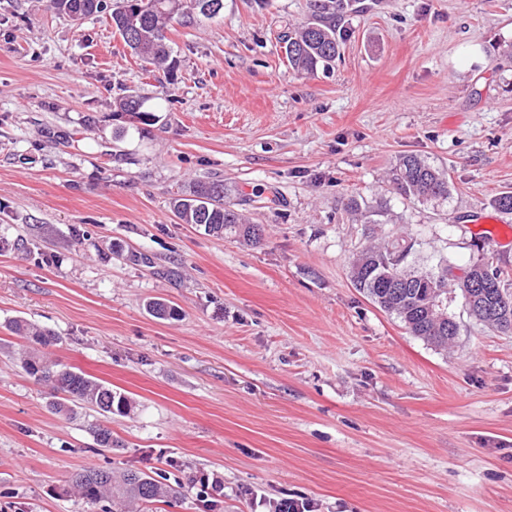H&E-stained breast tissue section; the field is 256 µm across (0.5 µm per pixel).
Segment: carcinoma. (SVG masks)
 <instances>
[{"label":"carcinoma","instance_id":"carcinoma-1","mask_svg":"<svg viewBox=\"0 0 512 512\" xmlns=\"http://www.w3.org/2000/svg\"><path fill=\"white\" fill-rule=\"evenodd\" d=\"M51 8L79 21L104 9L103 0H50ZM211 0H148L135 6L131 0H114L110 17L112 26L125 45L139 59L163 65L170 57L167 32L172 23L191 15L211 18L205 6ZM350 0H312L310 17L282 37L289 65L300 74H311L319 68L333 67L339 56L340 37L336 29V13L348 10ZM116 114L133 123L151 125L156 115L144 109L141 98L128 95L118 103ZM395 189L418 201L449 197L448 177L415 155L398 159L393 172ZM172 210L182 224H192L209 235L230 234L246 244L261 240V228L250 224L242 214L224 200L221 182L197 183L188 196L172 198ZM414 244L395 239L371 245L354 259L351 279L358 290L387 312L395 314L408 332L427 343L445 348L458 333V326L448 315V267L422 270L405 264ZM490 270L504 287L471 288L457 285L472 316L499 323L504 313L512 315V272L499 266ZM149 312L158 319H175L179 312L162 299L148 302ZM10 330L40 346V350L24 352L20 361L28 375L50 387L48 406L68 420H77L92 411L105 418L128 414L133 402L112 386L76 368H62L46 348L57 345L61 337L36 328L22 319L10 323ZM99 448L112 447V431L89 424ZM64 494L73 495L89 504L109 502L110 512H130L135 503L150 505L163 501L169 491L150 475L125 470L112 472L96 467L76 474Z\"/></svg>","mask_w":512,"mask_h":512}]
</instances>
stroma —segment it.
<instances>
[{
	"instance_id": "stroma-1",
	"label": "stroma",
	"mask_w": 512,
	"mask_h": 512,
	"mask_svg": "<svg viewBox=\"0 0 512 512\" xmlns=\"http://www.w3.org/2000/svg\"><path fill=\"white\" fill-rule=\"evenodd\" d=\"M311 0H224L173 23L175 71L132 56L109 12L0 0V507L102 512L63 495L99 467L178 492L153 512H512V334L448 301L440 350L350 279L364 246L413 241L454 279L512 269V0H356L331 72L301 75L280 35ZM143 97L138 128L117 101ZM448 176V199L391 183L400 156ZM197 181L260 225L254 247L182 224ZM81 232L79 250L69 247ZM148 256H111L113 244ZM168 300L159 320L146 302ZM21 318L52 357L125 393L95 448L47 407L19 357ZM216 474L223 492L202 491ZM10 330L18 333L22 337L28 338L33 343L40 345L43 349L60 343V336H55L50 332H45L27 323L23 319H14L10 323Z\"/></svg>"
}]
</instances>
